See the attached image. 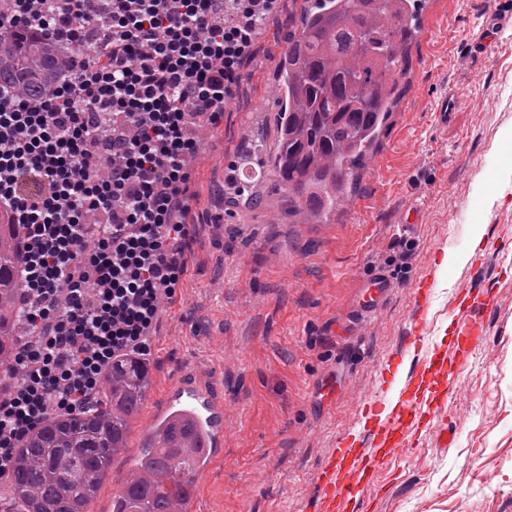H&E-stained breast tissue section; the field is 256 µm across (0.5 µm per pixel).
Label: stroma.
<instances>
[{
  "label": "stroma",
  "instance_id": "35a3bbf8",
  "mask_svg": "<svg viewBox=\"0 0 512 512\" xmlns=\"http://www.w3.org/2000/svg\"><path fill=\"white\" fill-rule=\"evenodd\" d=\"M437 29L417 38L397 122L360 175L359 191L327 224L270 221L279 200L224 203L226 177L244 126L274 149L276 71L305 0H279L242 63L241 82L218 127L197 135L184 216L194 236L172 300L150 329L152 388L114 458L96 512H111L140 439L160 418L178 377L212 387L224 400V442L193 491L194 512H308L316 473L337 436L358 432L359 412L384 388L381 366L410 329L409 281L433 258L468 249L481 223V262L450 269L434 301L462 288L489 295L478 313L487 342L459 370L470 390V424L439 423L426 441L385 463L376 476V512H512V28L480 67L468 44L484 24L483 0H438ZM461 102L450 118L440 105ZM420 224L404 227L405 208ZM406 244L407 264L394 243ZM375 268L397 286L367 318L355 313L357 287ZM499 480L486 486L482 473Z\"/></svg>",
  "mask_w": 512,
  "mask_h": 512
}]
</instances>
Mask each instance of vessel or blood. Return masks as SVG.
<instances>
[{
	"label": "vessel or blood",
	"instance_id": "b4317fda",
	"mask_svg": "<svg viewBox=\"0 0 512 512\" xmlns=\"http://www.w3.org/2000/svg\"><path fill=\"white\" fill-rule=\"evenodd\" d=\"M512 26V14L501 11L498 0H487L485 24L474 46L477 58H484L497 35ZM394 281L382 269L361 282L360 312L380 309ZM436 281L424 278L411 283L412 335L410 345L421 365L398 383L390 394H378L367 403L360 418L367 435L359 442L351 434H341L331 455L321 465L314 483V512H347L349 506L364 502L367 512H374V499L365 495L373 487L383 461L400 450L422 442L432 421L444 415L454 388L449 369L462 365L483 343L484 325L476 318V310L492 307L490 297L468 290L458 291L454 310L458 316L457 338L452 345L441 346L433 338L436 322L430 311ZM175 393L184 396L185 405L179 416L203 420L198 443L209 451L224 438V405L205 385L187 379L178 382Z\"/></svg>",
	"mask_w": 512,
	"mask_h": 512
}]
</instances>
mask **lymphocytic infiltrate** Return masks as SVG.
<instances>
[{
  "mask_svg": "<svg viewBox=\"0 0 512 512\" xmlns=\"http://www.w3.org/2000/svg\"><path fill=\"white\" fill-rule=\"evenodd\" d=\"M236 19L225 22L228 2ZM0 0V35L23 27L67 49L47 93L0 86V212L18 227L17 309L38 341L16 361L20 384L0 397V475L49 409L88 406L115 358L145 353L161 293L185 270L186 207L196 150L189 127L218 125L241 64L277 0ZM111 36L82 54L91 27ZM111 113L112 134H98ZM118 157L108 179L97 171ZM107 213L91 231L86 212Z\"/></svg>",
  "mask_w": 512,
  "mask_h": 512,
  "instance_id": "f902f5d3",
  "label": "lymphocytic infiltrate"
}]
</instances>
